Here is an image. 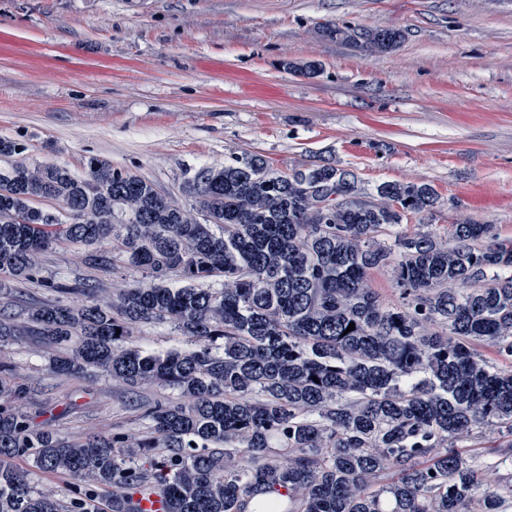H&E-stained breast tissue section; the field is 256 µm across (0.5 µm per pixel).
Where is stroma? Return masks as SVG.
Wrapping results in <instances>:
<instances>
[{
	"label": "stroma",
	"mask_w": 512,
	"mask_h": 512,
	"mask_svg": "<svg viewBox=\"0 0 512 512\" xmlns=\"http://www.w3.org/2000/svg\"><path fill=\"white\" fill-rule=\"evenodd\" d=\"M327 22L404 39L366 57L322 37ZM0 138L30 161L81 176L97 157L174 195L235 152L282 172L335 161L368 188L432 184L439 206L405 229L443 235L469 218L512 238V0H0ZM42 264L121 282L66 245ZM52 355L28 337L0 346L34 424L72 440L144 434L124 388L54 376Z\"/></svg>",
	"instance_id": "stroma-1"
}]
</instances>
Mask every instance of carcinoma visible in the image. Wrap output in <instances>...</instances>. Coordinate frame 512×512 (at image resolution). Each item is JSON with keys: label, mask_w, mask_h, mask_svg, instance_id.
<instances>
[{"label": "carcinoma", "mask_w": 512, "mask_h": 512, "mask_svg": "<svg viewBox=\"0 0 512 512\" xmlns=\"http://www.w3.org/2000/svg\"><path fill=\"white\" fill-rule=\"evenodd\" d=\"M321 33L368 56L395 28L327 23ZM181 201L88 159L85 174L14 161L0 168V288L39 283L20 314L0 308V344L35 336L62 377L99 371L137 399L147 431L71 442L36 429L12 401L28 388L0 363V512H503L512 504V240L465 219L451 239L402 228L430 214L429 183L361 186L324 162L286 173L243 152L185 181ZM61 202L52 211L44 204ZM81 250L89 269L133 284L97 298L89 280L41 276L45 253ZM389 269L399 302L370 285ZM82 293L73 306L68 296ZM355 324L347 331L349 324ZM167 324L188 348L129 344ZM121 332H116V329ZM317 380H312V377ZM497 430L488 460L477 439ZM26 456L28 468L8 463ZM65 475L67 501L33 475Z\"/></svg>", "instance_id": "obj_1"}]
</instances>
